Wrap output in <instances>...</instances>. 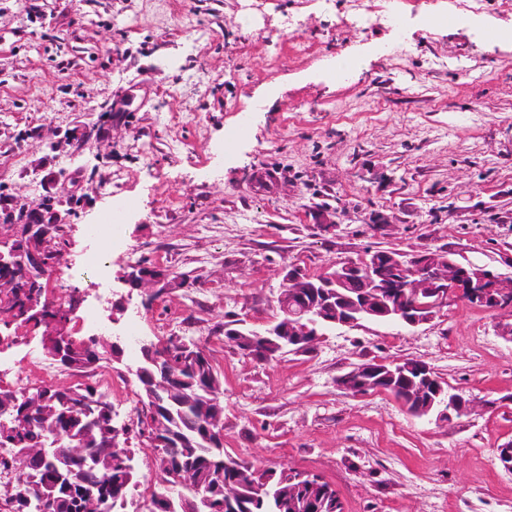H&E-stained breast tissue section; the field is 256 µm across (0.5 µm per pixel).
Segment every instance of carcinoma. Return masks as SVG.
Listing matches in <instances>:
<instances>
[{
	"label": "carcinoma",
	"mask_w": 512,
	"mask_h": 512,
	"mask_svg": "<svg viewBox=\"0 0 512 512\" xmlns=\"http://www.w3.org/2000/svg\"><path fill=\"white\" fill-rule=\"evenodd\" d=\"M317 302L314 289H294L278 300L281 321L305 303ZM224 344L256 362H270L287 353L285 339L272 336L246 352L239 337L224 334ZM161 360L163 369H153L137 379L141 392L150 391L165 421L166 444L161 447L174 473H191L204 495L216 494L228 508L223 512H343L336 490L320 477L295 469L256 467L224 450V430L213 425L214 413L224 411L223 384L205 348L189 336L146 351ZM101 360L98 343L82 348L65 346L57 350L56 361L69 370L81 372ZM421 362L405 375L382 382L379 387L395 399L410 401L408 392L424 385L417 374ZM45 417H23L15 432H0V448H48L58 451L37 459H0V468L14 474L11 484V512H31L28 500L42 497L51 512H97L105 494L112 512H121L139 487L137 472L122 466L131 453L128 438L112 435L111 419L83 404L105 393L92 384L69 386L48 382L36 389Z\"/></svg>",
	"instance_id": "cac0c4a2"
}]
</instances>
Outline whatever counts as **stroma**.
Returning a JSON list of instances; mask_svg holds the SVG:
<instances>
[{
	"mask_svg": "<svg viewBox=\"0 0 512 512\" xmlns=\"http://www.w3.org/2000/svg\"><path fill=\"white\" fill-rule=\"evenodd\" d=\"M383 2L403 10L401 30L347 24L348 0H0V194L79 197L49 288L62 304L83 297L68 335L108 342L134 320L148 341L194 337L224 380L227 453L321 476L344 512H512L497 453L512 440V342L498 313L460 303L414 330L336 328L270 363L221 340L226 321L276 317L287 265L445 246L512 270V0L462 17L459 0L364 5ZM435 10L447 26H429ZM342 55L360 64L338 78ZM117 197L132 252L113 254L97 288L78 273L94 249L82 227ZM145 261L190 287L129 291L123 276ZM44 332L0 324V359L33 389ZM403 359L473 410L438 423L336 383L352 364ZM137 360L100 369L129 425Z\"/></svg>",
	"mask_w": 512,
	"mask_h": 512,
	"instance_id": "stroma-1",
	"label": "stroma"
}]
</instances>
